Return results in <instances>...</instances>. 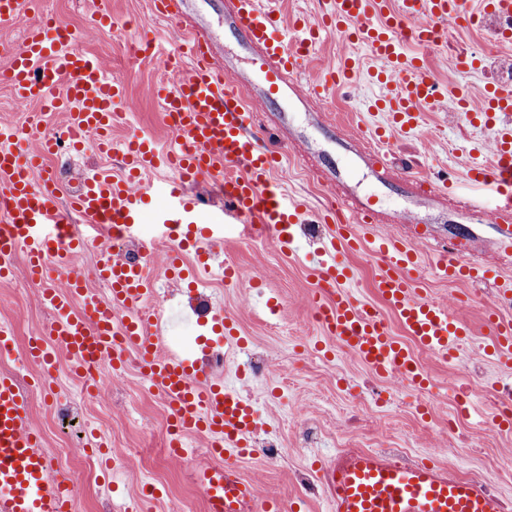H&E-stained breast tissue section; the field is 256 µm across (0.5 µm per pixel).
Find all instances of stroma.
<instances>
[{
  "instance_id": "35a3bbf8",
  "label": "stroma",
  "mask_w": 512,
  "mask_h": 512,
  "mask_svg": "<svg viewBox=\"0 0 512 512\" xmlns=\"http://www.w3.org/2000/svg\"><path fill=\"white\" fill-rule=\"evenodd\" d=\"M47 9L74 30L80 47L98 57L109 76L123 81L126 98L133 103L115 128L112 138L123 145L131 136L153 139L160 151L176 144V135L164 121L163 109L150 93L153 84L171 80L163 57L133 55L131 43L141 37L136 26L147 14L150 0H112L115 26L98 30L90 23L89 0H45ZM226 0H188L191 19L208 30L215 43L217 60H228L239 71L250 72L252 60L234 35L224 31ZM480 59L479 68L456 69L459 55ZM358 63L350 79L333 93L335 117L348 130L374 132L385 125L386 115L369 109L380 93L367 73L382 68L358 44L332 37L318 45L302 64V77L316 78L320 63H336L343 57ZM512 57V42H499L495 33L463 21H449L448 39L424 52V67L440 84L460 85L472 103H480L486 87L494 82L497 61ZM253 129L275 128L279 139L304 137L306 155L288 150L275 182L290 196L322 209L328 195L316 179V169L333 166L346 170L339 192L372 198L385 227L411 238L415 228L398 223L403 206H415L425 226V236L416 246L423 296L450 304L455 315L466 321L472 334L459 357L448 361L416 351L420 365L430 376L427 391L395 389L390 380L373 374L346 348L312 323L307 304L316 285L318 269L312 255L321 245L319 235H300L296 252H281L266 235L247 239L231 237L212 250L211 270L202 274L198 287L188 280L165 278L161 264L164 252L147 259L157 279L158 302L165 309L163 343L173 351L196 360L202 357L206 339H217L220 328L209 320L212 309H223L233 320L239 341L224 352L220 377L225 386L246 395L255 409L258 427L247 437L251 452L232 448L224 464L252 479L261 497L279 500L284 512H329L326 500L307 496L304 482H318L320 464L344 448H400L415 459H429L452 468L464 477H488L512 462V425L498 422L496 395L502 382L512 378V362L490 353L492 344L486 319L496 308L493 278H512V259L502 260L491 248L497 233L469 215L443 208L442 204L406 195L399 176L406 173H436L450 170L457 182L477 157L482 143L494 137L497 124H473L449 111L447 104L420 106L414 136L393 138L388 146L389 175L371 165L357 163L361 142L352 141L344 150L324 136L314 112L298 103L253 101ZM61 187L60 206H67L80 187V178L93 169L117 170L113 157L86 151L70 158L60 152L49 162ZM465 227L466 237L485 240L471 261L482 281H448L433 274L430 265L449 235ZM338 259L352 268L350 291L361 304L377 310L393 334H400L396 315L377 296L373 282L380 260L369 251L341 250ZM234 264L243 278L260 277V291L245 294L221 282L220 267ZM24 276L0 279V325L9 327L16 350H24L31 337L42 335L51 315L40 303L41 286L25 287ZM142 359L129 353L124 382L97 398L85 399L68 374L66 362L57 365L59 379L54 394L38 396L29 407L32 422L41 430L46 445L55 450V468L75 480L73 512H120L135 503L143 512H208L206 500L191 461L175 458L163 443L168 434L170 407L162 394L147 382ZM471 390L470 407L462 409L459 387ZM70 407L73 426L62 434L53 423L57 406ZM358 409L361 425L348 430L345 417ZM463 435L468 450H460L449 429ZM104 442L122 453L112 470H103L96 442ZM276 445L282 451L277 462H269L263 448Z\"/></svg>"
}]
</instances>
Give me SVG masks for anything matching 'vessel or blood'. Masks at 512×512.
I'll list each match as a JSON object with an SVG mask.
<instances>
[{
    "mask_svg": "<svg viewBox=\"0 0 512 512\" xmlns=\"http://www.w3.org/2000/svg\"><path fill=\"white\" fill-rule=\"evenodd\" d=\"M278 2L231 0V9L224 13L225 28L257 53L264 99L285 96L300 104L314 103L323 115V129L345 140L340 124L327 116L328 96L354 69V60L347 57L325 68L315 85L298 74L299 60L309 57L331 33L363 44L374 58L391 66V74L376 76L386 92L375 107L391 116L399 134L416 129L419 106L447 96V87L429 76L416 58L405 56L401 45L409 41L424 49L445 41L447 20H467L466 0H400L395 8L390 0H333L320 20L298 18L289 24L283 22ZM185 6L186 0H151L141 30L153 31L161 19H182ZM481 7L498 20V38L512 37V0H482ZM22 16L31 22L19 47L9 50L7 64L0 66V83L13 90L16 100L59 106L65 115L59 136L41 133L39 117H32L23 131L38 136L39 147L26 155L12 145L18 132L0 128V276L13 273L20 253L29 280H44L54 266L68 275L64 286L44 288L40 301L51 319L26 348L28 359L42 371L40 385H47L58 352H65L73 368L81 371L108 362L121 367L133 350L143 357L150 382L170 406L177 435L170 444L172 454L182 452L180 436L194 432L206 433L219 454L225 446H241L256 425L248 399L213 382L197 362L163 351L162 309L148 303L153 289L145 264L115 251L114 245L125 242L148 252L137 232L149 215L163 236L198 251L220 244L228 224L242 225L250 234L268 233L281 250L290 251L297 242L296 226L317 223V215L273 186L281 155L249 131L252 115L243 79L232 68L214 65L210 36L199 28L166 59L179 71V79L155 89L177 134V148L162 156L148 139L132 137L120 150L124 174L100 170L85 175L70 210H62L57 182L43 170V161L65 147L83 148L90 140L100 152H113L110 131L120 117L116 102L124 86L106 75L96 56L79 47L77 34L45 8L44 0H0V31L13 29ZM62 83L67 94L60 101L53 92ZM493 156V165L477 163L468 170L470 184L488 191L486 202L457 194L448 180L437 183L409 175L404 182L412 194L430 200L444 197L455 208L476 211L481 223L496 228L499 252L507 256L512 254L511 127L496 134ZM162 166L172 172L164 188L144 182L145 172ZM36 167L43 171L37 181L30 176ZM202 175L212 178L224 204L223 219L211 224L203 221L209 202L186 192ZM331 211L336 223L321 250L330 262L322 266L310 297L316 316L324 331L373 373L400 376L425 389L427 379L416 357L377 311L354 300L346 286L350 273L332 263V256L338 247L354 249L365 243L381 256L374 288L420 349L455 357L465 327L446 304L422 296L412 250L398 234L380 228L371 200L340 196ZM72 213L82 219L85 236H72L66 224ZM91 243L96 246L95 276L108 288L104 297L88 293L76 268L78 252ZM477 247L474 240L462 247L449 244L434 260L435 275L448 280L464 276L469 271L465 258ZM79 299L86 307L82 315L72 312ZM494 347L512 356V320L495 321ZM28 407L27 390L14 375L1 373L0 512H69L74 484L55 474ZM197 477L209 512H280L277 500L260 498L256 485L234 467L204 461ZM322 488L330 512H503L501 499L486 481L459 478L433 463H401L377 451L351 450L324 463Z\"/></svg>",
    "mask_w": 512,
    "mask_h": 512,
    "instance_id": "1",
    "label": "vessel or blood"
}]
</instances>
